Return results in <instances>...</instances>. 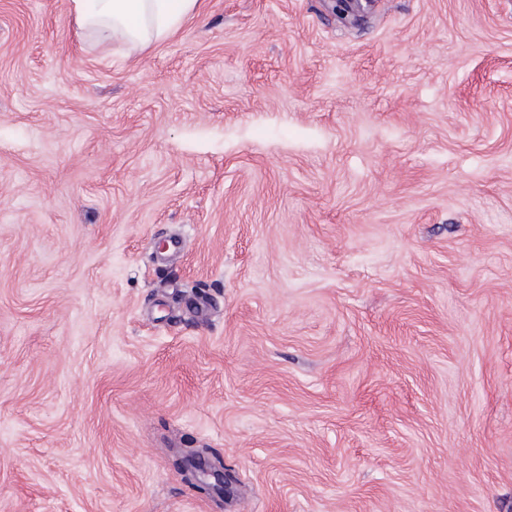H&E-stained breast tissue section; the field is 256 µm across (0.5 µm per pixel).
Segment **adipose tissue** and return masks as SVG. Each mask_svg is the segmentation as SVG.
Segmentation results:
<instances>
[{
	"label": "adipose tissue",
	"instance_id": "ef3b65f1",
	"mask_svg": "<svg viewBox=\"0 0 512 512\" xmlns=\"http://www.w3.org/2000/svg\"><path fill=\"white\" fill-rule=\"evenodd\" d=\"M81 29L122 43L128 54L175 34L194 17L199 0H71Z\"/></svg>",
	"mask_w": 512,
	"mask_h": 512
}]
</instances>
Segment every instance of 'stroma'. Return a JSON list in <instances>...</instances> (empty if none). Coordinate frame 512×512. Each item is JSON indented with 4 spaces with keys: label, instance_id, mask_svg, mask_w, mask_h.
<instances>
[{
    "label": "stroma",
    "instance_id": "1",
    "mask_svg": "<svg viewBox=\"0 0 512 512\" xmlns=\"http://www.w3.org/2000/svg\"><path fill=\"white\" fill-rule=\"evenodd\" d=\"M0 512H512V0H0ZM70 1L81 29L122 43L130 56L170 38L199 7V0ZM179 470L185 479L199 487L224 498L233 493L235 476L224 466H217L202 452L195 451L183 454L176 460ZM213 479V482L210 481Z\"/></svg>",
    "mask_w": 512,
    "mask_h": 512
}]
</instances>
